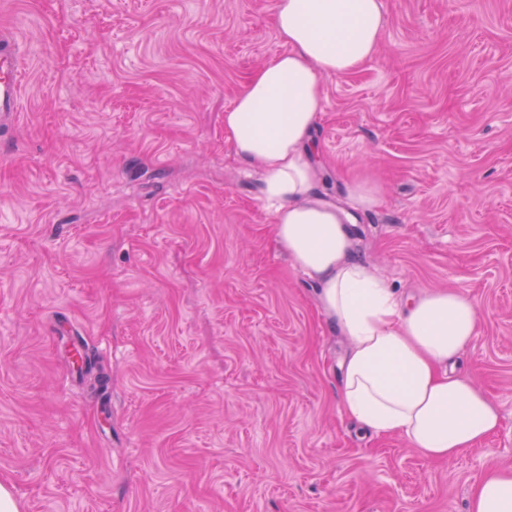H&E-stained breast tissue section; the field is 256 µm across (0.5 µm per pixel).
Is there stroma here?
I'll return each mask as SVG.
<instances>
[{
    "mask_svg": "<svg viewBox=\"0 0 512 512\" xmlns=\"http://www.w3.org/2000/svg\"><path fill=\"white\" fill-rule=\"evenodd\" d=\"M325 78L319 190L374 182L353 255L474 299L461 366L500 411L452 460L360 431L350 343L224 140L280 51L273 0H0L26 81L0 130V483L21 512H470L512 470V0H380ZM108 377L76 375L69 338Z\"/></svg>",
    "mask_w": 512,
    "mask_h": 512,
    "instance_id": "1",
    "label": "stroma"
}]
</instances>
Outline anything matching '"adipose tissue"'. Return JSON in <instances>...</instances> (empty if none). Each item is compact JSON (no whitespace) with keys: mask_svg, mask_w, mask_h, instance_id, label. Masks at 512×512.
<instances>
[{"mask_svg":"<svg viewBox=\"0 0 512 512\" xmlns=\"http://www.w3.org/2000/svg\"><path fill=\"white\" fill-rule=\"evenodd\" d=\"M281 52L255 70L224 113L235 157L261 176L278 247L319 289L330 323L351 342L343 360L346 414L397 434L430 459L450 460L493 434L496 404L447 365L479 331L475 302L433 291L403 304L395 288L352 257L350 214L320 197L310 144L324 110V77L373 58L386 30L380 0H274ZM470 512H512V473L479 482Z\"/></svg>","mask_w":512,"mask_h":512,"instance_id":"obj_1","label":"adipose tissue"}]
</instances>
